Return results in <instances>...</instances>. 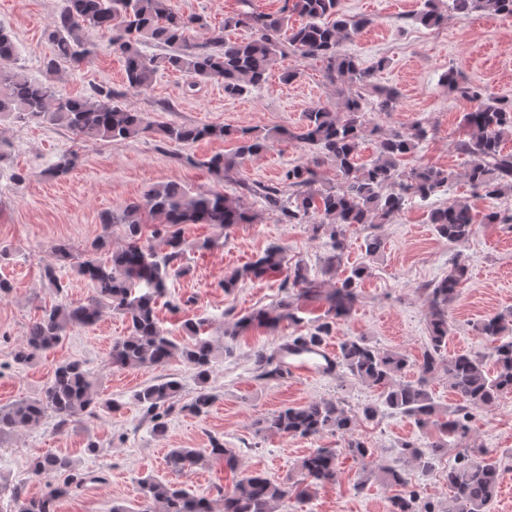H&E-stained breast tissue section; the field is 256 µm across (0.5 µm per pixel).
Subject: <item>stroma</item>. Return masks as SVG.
I'll return each instance as SVG.
<instances>
[{
    "label": "stroma",
    "mask_w": 512,
    "mask_h": 512,
    "mask_svg": "<svg viewBox=\"0 0 512 512\" xmlns=\"http://www.w3.org/2000/svg\"><path fill=\"white\" fill-rule=\"evenodd\" d=\"M174 10L201 15L206 28L192 31L194 42H205L210 33L223 30L226 38L249 39V30L228 29L224 19L242 9L240 0H171ZM62 0H0V26L15 37V65L32 78L51 79L72 96L88 97L99 87L112 88L121 104L143 113L150 121L179 125H216L236 131L263 134L278 127L294 129L315 106L336 105L344 89L326 76L321 60L293 53L278 57L267 81L240 98H229L217 81L191 86L182 73H160L150 89L128 87L124 60L95 30L86 38L94 46L80 66L63 62L46 74L43 61L53 53L44 32L59 12ZM346 13L370 17L352 41L344 43L362 69L372 71L376 83L396 89L398 100L390 112L368 104V125L386 131H409L423 124L429 134L408 156L411 166H433L454 172L449 188L425 201L406 206L379 233L383 248L366 258L362 227L348 228V248L342 267L367 262L368 275L358 284V303L350 316L338 320L325 341L339 346L348 336H366L377 347L392 349L417 359L429 341V309L423 289L447 275L454 263H464L468 279L449 311L451 332L448 352L490 353L491 343L480 336L476 324L486 315L512 310V224L477 225L465 244L441 239L429 224L431 209L470 196L462 174L465 156L455 144L464 135L462 116L472 102L450 93L441 81L452 71L489 92L512 98V17L475 11L449 14L436 27L422 25L418 14L422 0H343ZM294 72L284 81V72ZM231 138H205L178 144L148 135L122 141L84 142L70 130L33 119L10 116L0 121V279L12 289L0 295V406L41 397L56 365L77 360L89 368L100 401L114 402V409H98L59 430L53 417L39 425L0 437V512H13L10 492L22 486L25 498L41 497L46 482L32 474L34 455L53 452L71 456L82 483L59 500L56 512H112L119 503L131 512H142L145 503L139 481L152 475L180 483L197 493L231 490L239 475L260 472L281 481L298 474L297 462L317 448L338 454L335 483L318 488L312 500L290 499L279 512H390L395 488L373 485L355 493L360 465L350 456L339 434L323 431L310 437H290L257 432L254 423L280 409L311 400L341 401L350 412L376 402L377 394L345 371L323 378L301 380L292 376L274 380L258 377L255 355L273 351L287 337L312 330L324 320L318 302L299 304L300 324H281L271 331L252 327L237 337L232 355H217L205 388L215 399L207 414L190 412L200 388L194 369L179 359L140 369L112 366L113 342L127 333L124 317L104 308L100 320L88 328L74 329L58 347L40 354L30 364L15 362L29 323L42 307L60 302L79 304L91 295L90 284L70 263L55 261L51 248L69 243L74 254H83L102 233L101 216L143 198L152 186L175 181L194 191L219 190L241 198L256 216L254 223L235 225L221 232L209 224H185L179 262L180 275L170 279L167 294L156 305L160 326L175 341H183L186 321L205 319L204 333L223 346V332L241 316L258 309L272 310L287 298L283 277H266L223 288L224 278L254 260L268 247L286 248L292 259L303 260L319 272L327 247L314 237L310 224L282 223L277 212L243 184L280 183L288 169L311 162L312 154L295 142L273 143L267 152L250 157L224 177H216L205 163L217 154L229 155ZM79 160L62 177L46 170L67 151ZM214 245L203 248L204 240ZM55 264L61 288L44 277L47 264ZM178 380L180 389L167 417L164 435L154 434L135 399L137 391L164 378ZM470 431L460 447L450 448L429 472L406 466L409 489L434 512L448 505L449 467L457 462L459 448H483L501 460L502 478L492 512H512V394L493 407L474 411ZM357 432L374 451L377 465L395 464L405 441H432L436 429L413 419L382 411L375 420L359 421ZM222 442L236 458L237 470L213 461L202 468L175 473L166 465L172 448H207ZM97 452H84L87 441Z\"/></svg>",
    "instance_id": "1"
}]
</instances>
